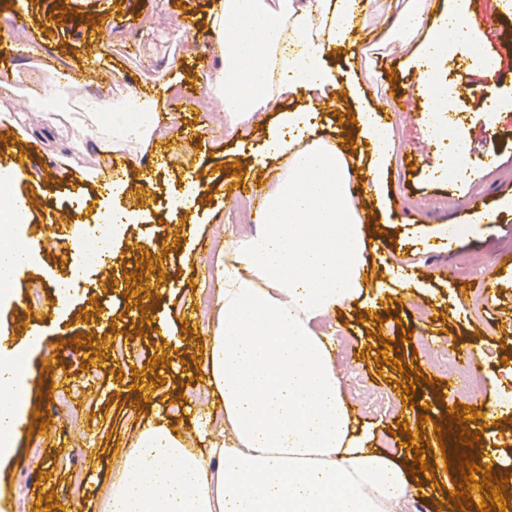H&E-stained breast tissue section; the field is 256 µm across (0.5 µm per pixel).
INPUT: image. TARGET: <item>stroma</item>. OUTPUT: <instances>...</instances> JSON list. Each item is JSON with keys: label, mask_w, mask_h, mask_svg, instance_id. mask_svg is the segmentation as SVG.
Listing matches in <instances>:
<instances>
[{"label": "stroma", "mask_w": 512, "mask_h": 512, "mask_svg": "<svg viewBox=\"0 0 512 512\" xmlns=\"http://www.w3.org/2000/svg\"><path fill=\"white\" fill-rule=\"evenodd\" d=\"M204 0H8L0 10V28L10 31L13 41H28L29 30L40 31L49 49L47 64L14 66L11 88L0 87V110L11 111L14 119L30 128V144L40 148L43 161L27 177V189L37 193L36 206L24 225V244L33 248V259L16 281L15 305L0 309V336L23 342L30 324L19 311L32 307L43 319L45 339L31 353L28 417L19 429V460L0 462V512H45L48 502L81 496L85 512H95L99 495L112 466L127 447L132 435L151 414L136 398L138 376L152 369L158 401L172 405L175 398L188 401L192 411L172 418V425L191 434L192 414H203L213 398L202 376L176 386V367L186 358L198 356L203 348L208 323L185 317L183 305H197L202 293H217L216 263L220 248L229 235L253 232L250 224L238 221L232 199L224 195V159L236 155L253 162L254 173L269 168L261 153L273 113L258 112L236 135L224 132V113L214 95L206 93L205 79L194 66L198 55L213 53L205 40L194 38ZM139 12L140 25L133 30L118 26V19ZM27 20L26 29L11 27L13 13ZM107 16L106 38L110 47L97 59H86V47L96 31L93 16ZM418 44L402 48L380 39L359 49L356 61L340 57L330 65L337 86L353 84L370 105H382L378 120L392 124L395 153L383 174L387 207L377 214L380 229L389 241L372 253L369 263L379 285L371 289L375 308L362 313L335 315L339 343L334 361L343 376V388L352 411L371 430L377 447L396 456L405 455L409 445L402 434L407 399L400 382L401 370L423 374L422 385L432 411H441L447 397L448 375L421 351L417 338L429 335L445 342L450 353L466 358L477 353L484 376V392L468 400L471 410H485L486 390L512 383V272L497 265L501 253L512 252V110H491L492 99L512 100V56L494 49V69L444 57L437 63L442 78L462 95L459 106L463 125L457 135L472 160L466 177L448 185L433 168L444 153L434 139L429 120L430 99L410 94L418 75ZM391 55L398 65L382 72L379 56ZM44 82L63 83L67 92L113 102L135 90L153 93L158 85L170 93L193 87L204 99L205 108L174 113L159 120L162 142L175 143L179 157L175 164L160 163L155 151L139 155L119 151L118 156L132 182L148 180L147 203L137 223L127 225L110 243L111 275L100 267L88 266L81 273L72 269V242L49 235L44 221L52 207L61 206L68 195L63 185L50 182L46 170L51 160H61L80 173L101 170L108 156L94 131H81V149L68 140L38 128L35 117L22 111L33 76ZM138 77L141 88L128 84ZM503 133L498 141L499 156L488 162L485 135ZM200 184L202 197L188 222L169 221V204L189 180ZM129 197H105L100 185L85 184L77 200L74 222L81 234H88L104 212L128 207ZM478 205L489 219L482 224H464L454 233L450 225L459 208ZM470 261L480 278L490 286L489 302L473 307L472 292L458 273L462 261ZM139 274H131L132 266ZM410 270L419 283L417 293L397 288L390 267ZM161 273L165 292L146 288L147 278ZM42 286L40 298L29 296L31 281ZM149 301L152 311L163 314L179 333L176 344H160L147 323L128 332L133 354L114 360L108 346L112 336L99 328L96 308L114 304L125 313L133 298ZM389 349H382V342ZM166 362L152 368L153 359ZM389 358V365L377 366L376 357ZM64 372L74 394L68 406L56 408L53 378ZM360 377L366 392L389 395L391 406L374 414L364 409L353 387Z\"/></svg>", "instance_id": "35a3bbf8"}]
</instances>
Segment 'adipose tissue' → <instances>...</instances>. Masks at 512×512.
I'll return each instance as SVG.
<instances>
[{
  "label": "adipose tissue",
  "mask_w": 512,
  "mask_h": 512,
  "mask_svg": "<svg viewBox=\"0 0 512 512\" xmlns=\"http://www.w3.org/2000/svg\"><path fill=\"white\" fill-rule=\"evenodd\" d=\"M466 5L448 0L431 21L413 0L390 31L407 46L423 26L434 29L422 51L423 94L435 92L428 69L444 54L449 26H465ZM370 8V0H207L195 35L217 44L208 89L234 126L275 110L263 149L280 170L262 188L266 223L223 246L215 319L199 358L214 398L213 411L194 423L199 447L156 415L113 466L98 512H399L417 488L409 463L370 447L358 429L333 362L336 341L316 327L366 293L372 235L351 199L354 152L279 106L287 95L335 96L327 61ZM138 104L140 116L116 112L108 125L83 104L71 127L144 152L160 135L151 122L157 102L145 94ZM350 140L368 144L369 176L381 186L394 151L391 124L360 109ZM14 178L0 168V210L13 220L0 229V307L14 302L12 283L32 258L13 244L27 216L8 191ZM41 341L32 330L27 347ZM27 347L0 336V460L17 454Z\"/></svg>",
  "instance_id": "adipose-tissue-1"
}]
</instances>
